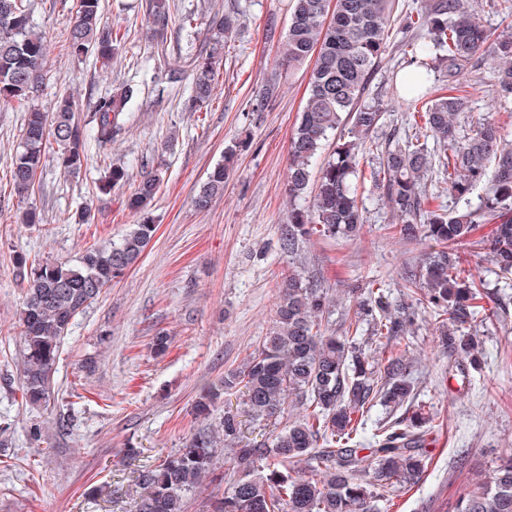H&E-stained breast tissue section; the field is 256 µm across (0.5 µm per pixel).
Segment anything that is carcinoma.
Masks as SVG:
<instances>
[{"mask_svg": "<svg viewBox=\"0 0 512 512\" xmlns=\"http://www.w3.org/2000/svg\"><path fill=\"white\" fill-rule=\"evenodd\" d=\"M498 2L510 23L497 36L475 20L464 0H429L403 20L401 48L416 69L401 80L395 96L405 111L420 115L434 147L418 138L385 144L370 182L397 219L394 232L430 243L423 263L408 271L411 304L394 305L379 288L355 286L347 292L353 312L346 332L327 335L328 293L297 270L289 274L257 348L242 367L206 385L194 405L195 415L207 418L217 401L239 394L250 420L271 427L266 441L250 442L240 414L224 406L219 426L195 431L159 464L136 470V512H186L189 496L204 485L210 489L206 512H379L378 502L422 476L431 417L415 406L404 363L414 309H434L442 343L474 361L477 336L459 328L480 315L496 319L499 312L482 303L459 247L476 226L492 224L486 249L501 270L512 272V142L490 119L468 137L453 124L464 101V74L479 55L500 61L498 94L512 96V0ZM393 22L394 0H292L281 62L313 65L289 147L288 221L281 226L280 250L290 257L313 234L350 238L363 228L356 187L360 155L384 117L381 105L365 100L364 93L388 48ZM234 25L232 13L213 14L208 45L192 57L189 111H208ZM119 46L103 23L101 0H76L71 53L94 55L106 73ZM46 54V41L34 33L23 0H0L1 102L25 104L32 98ZM140 94L139 85L122 82L83 120L76 117L71 95L58 99L52 113L30 110L11 162L15 191L23 194L33 186L52 141L58 145L56 165L67 173L81 168L88 137L101 149L111 146ZM345 122L348 138L337 139L332 155L319 161L329 135ZM238 155L235 146L225 149L224 162L199 189L197 207L223 193ZM434 173L443 175L456 208L432 205L436 196L427 185ZM127 181L126 168L112 165L99 190L109 193ZM158 185L156 176L143 177L126 200L142 220L119 241L88 248L76 266L30 263L16 255V277L26 282L19 318L25 403L47 402L70 325L141 259L156 231L148 206ZM478 187L484 193L476 197ZM368 347L383 355L382 362L368 359ZM377 399L403 413L380 422L372 447L364 448L366 415ZM294 403L302 408L295 417L289 413ZM456 512H512V454L489 482L459 499Z\"/></svg>", "mask_w": 512, "mask_h": 512, "instance_id": "obj_1", "label": "carcinoma"}]
</instances>
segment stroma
<instances>
[{
	"label": "stroma",
	"mask_w": 512,
	"mask_h": 512,
	"mask_svg": "<svg viewBox=\"0 0 512 512\" xmlns=\"http://www.w3.org/2000/svg\"><path fill=\"white\" fill-rule=\"evenodd\" d=\"M24 2L48 54L43 84L29 106L0 103V424L11 427L8 447L0 448V512H135L134 470L181 447L202 427L193 414L202 386L241 366L257 347L288 270L332 290L338 304L329 329L335 333L348 286L372 284L401 298L405 274L418 266L428 243L394 235L391 212L365 183L359 192L367 222L359 238L315 235L296 257L280 251L289 140L309 73L308 66L279 63L289 0H169L162 28L146 9L149 0H101L104 22L123 35L108 74L94 56L77 58L68 48L74 0ZM230 4L236 27L213 103L206 112H188V51L203 46L210 16ZM187 15L189 30L182 27ZM407 68L397 43H390L368 82L366 100L380 102L384 112L376 140L414 132L408 112L392 97ZM127 80L140 84L141 96L111 147L89 146L75 175L46 164L29 195L19 197L10 164L29 108L49 112L59 96L71 94L87 113ZM466 82V105L457 118L463 135L498 97L493 62L479 58ZM263 93L264 110L253 111ZM239 142L244 149L223 195L197 209L200 185L225 147ZM113 164L126 167L129 180L101 193L98 185ZM155 170L161 182L150 207L154 238L139 263L74 322L50 401L26 405L17 388L24 286L15 276V255L72 263L90 246L121 239L140 220L126 198ZM84 206L90 223H74L73 213ZM29 207L41 211L43 224L21 223ZM491 232V225H479L464 256L485 302L505 308L507 316L472 323L482 348L473 365L444 349L433 311L419 314L410 358L415 400L434 416L428 463L419 483L380 503L381 512H454L457 499L490 481L499 460L512 454V274L485 255ZM160 332L168 337L162 356L152 349ZM34 425L41 439L30 435ZM131 446L139 448L137 458L125 457ZM103 484L110 485L111 499L93 495Z\"/></svg>",
	"instance_id": "1"
}]
</instances>
